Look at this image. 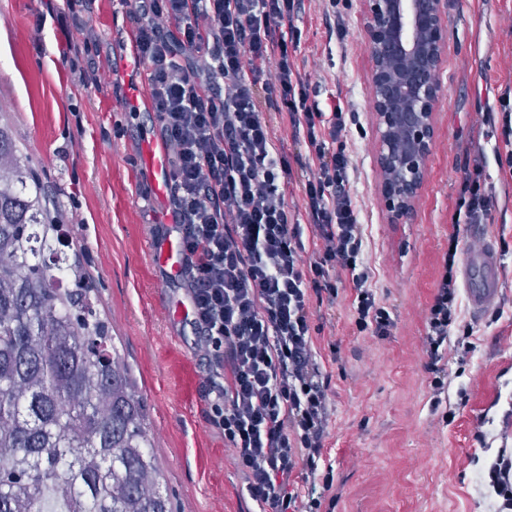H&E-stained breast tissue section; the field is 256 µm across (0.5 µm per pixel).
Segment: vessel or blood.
Returning <instances> with one entry per match:
<instances>
[{"mask_svg":"<svg viewBox=\"0 0 512 512\" xmlns=\"http://www.w3.org/2000/svg\"><path fill=\"white\" fill-rule=\"evenodd\" d=\"M141 162L152 176V187L157 196L169 192L167 153L163 142L152 131L141 135ZM151 264L170 275H178L182 255L175 243L161 249H148ZM463 283L471 314L481 317L497 303L502 287L500 254L492 239L483 237L478 248L467 253L463 264ZM173 378L183 396H190L196 386V376L188 361H181L172 370Z\"/></svg>","mask_w":512,"mask_h":512,"instance_id":"obj_1","label":"vessel or blood"}]
</instances>
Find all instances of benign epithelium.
I'll return each mask as SVG.
<instances>
[{
	"mask_svg": "<svg viewBox=\"0 0 512 512\" xmlns=\"http://www.w3.org/2000/svg\"><path fill=\"white\" fill-rule=\"evenodd\" d=\"M372 59L381 194L394 223L410 216L423 187L448 51L441 0H365Z\"/></svg>",
	"mask_w": 512,
	"mask_h": 512,
	"instance_id": "7a95c632",
	"label": "benign epithelium"
}]
</instances>
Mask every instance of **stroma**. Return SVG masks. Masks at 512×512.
Instances as JSON below:
<instances>
[{"label": "stroma", "instance_id": "obj_1", "mask_svg": "<svg viewBox=\"0 0 512 512\" xmlns=\"http://www.w3.org/2000/svg\"><path fill=\"white\" fill-rule=\"evenodd\" d=\"M51 3L63 0H0V100L13 104L0 121L47 188L68 250L97 290L147 404L153 453L175 512H254L244 476L211 423L209 398L199 390L182 401L168 371L173 350L195 364L199 378L208 366L192 328L174 315L182 291L166 287L147 261L156 242L150 227L166 205L140 165L139 130L154 115L124 109L129 73L81 81L83 36L74 23L54 22ZM363 9V0H346L336 16L327 0H305L294 54L320 103L336 97L354 114L346 139L361 260L395 320L386 338L357 333L346 280L335 300L312 302L313 351L329 381L324 460L335 475L332 512H494L501 500L482 476L499 453L512 455V172L497 163L500 98L512 88V0H442L444 95L426 180L406 224L390 222L380 192ZM92 25L102 53L121 63L133 23L120 0H96ZM266 113L293 160L286 199L295 212L310 174L305 151L275 108ZM475 164L492 196L486 227L500 247L503 288L480 319L459 298L460 320L443 359L447 386L436 404L424 370L426 316L448 255L461 170ZM463 336L472 350L462 359Z\"/></svg>", "mask_w": 512, "mask_h": 512}]
</instances>
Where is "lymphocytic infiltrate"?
I'll return each mask as SVG.
<instances>
[{
    "label": "lymphocytic infiltrate",
    "mask_w": 512,
    "mask_h": 512,
    "mask_svg": "<svg viewBox=\"0 0 512 512\" xmlns=\"http://www.w3.org/2000/svg\"><path fill=\"white\" fill-rule=\"evenodd\" d=\"M146 71L150 110L168 149L167 214L183 267L178 284L197 347L218 379L211 421L224 434L259 512H315L298 471H320L329 382L313 354L311 295L336 296L334 271L352 283L358 331L395 323L362 266L363 227L349 188L352 157L341 106L323 111L295 65L304 0H123ZM272 103L302 134L311 169L304 218L285 198L292 167L261 111ZM492 198L480 166L463 168L453 224H481ZM319 245L303 263L305 233ZM455 257L426 317V370L441 392L440 362L458 318Z\"/></svg>",
    "instance_id": "1"
}]
</instances>
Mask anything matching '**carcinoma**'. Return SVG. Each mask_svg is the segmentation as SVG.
Wrapping results in <instances>:
<instances>
[{
    "instance_id": "cac0c4a2",
    "label": "carcinoma",
    "mask_w": 512,
    "mask_h": 512,
    "mask_svg": "<svg viewBox=\"0 0 512 512\" xmlns=\"http://www.w3.org/2000/svg\"><path fill=\"white\" fill-rule=\"evenodd\" d=\"M0 126V512H171L128 364Z\"/></svg>"
}]
</instances>
